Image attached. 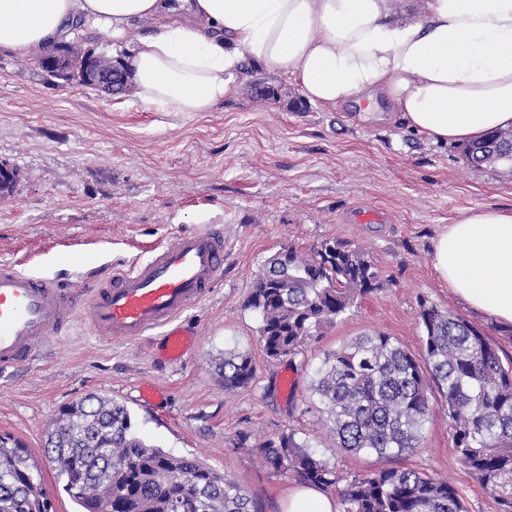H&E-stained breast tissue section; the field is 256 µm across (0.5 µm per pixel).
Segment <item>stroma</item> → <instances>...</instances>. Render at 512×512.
Masks as SVG:
<instances>
[{"mask_svg": "<svg viewBox=\"0 0 512 512\" xmlns=\"http://www.w3.org/2000/svg\"><path fill=\"white\" fill-rule=\"evenodd\" d=\"M298 85L248 68L240 94L210 112L143 109L133 91L101 93L51 78L36 59L0 55V166L16 173L0 201V260L35 258L49 275L69 273L66 242L107 271L132 264L144 247L212 225L224 234V282L189 309L195 345L180 363L160 356L158 336L105 341L75 321L48 348L0 373V435L22 440L38 461L52 512H77L44 456L61 408L97 394L124 405L137 431L177 456H194L244 489L258 512H288L298 478L277 472L238 436L295 432L350 476L390 467L448 479L466 512H499L464 468L439 392L421 448L400 458L339 451L308 385L325 352L366 332L424 357L422 304L492 328L503 363L512 339L440 281L430 262L438 233L460 212L512 208V167L474 166L455 144L409 130L383 100L368 111L302 102ZM384 220L361 224L359 211ZM340 239L367 249L382 291L363 299L293 357L269 359L247 300L259 270L281 249L311 252ZM245 352L255 378L228 390L215 370L227 352ZM150 384L166 394L144 403Z\"/></svg>", "mask_w": 512, "mask_h": 512, "instance_id": "1", "label": "stroma"}]
</instances>
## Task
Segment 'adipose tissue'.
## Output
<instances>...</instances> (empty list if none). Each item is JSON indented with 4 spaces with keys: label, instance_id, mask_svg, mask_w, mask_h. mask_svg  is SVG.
<instances>
[{
    "label": "adipose tissue",
    "instance_id": "ef3b65f1",
    "mask_svg": "<svg viewBox=\"0 0 512 512\" xmlns=\"http://www.w3.org/2000/svg\"><path fill=\"white\" fill-rule=\"evenodd\" d=\"M0 0V53L37 57L75 25L129 55L154 112H209L247 66L292 78L334 107L383 97L442 143L512 125V0ZM438 278L512 325V209L463 211L437 238Z\"/></svg>",
    "mask_w": 512,
    "mask_h": 512
}]
</instances>
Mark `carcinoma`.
I'll return each instance as SVG.
<instances>
[{
	"label": "carcinoma",
	"instance_id": "1",
	"mask_svg": "<svg viewBox=\"0 0 512 512\" xmlns=\"http://www.w3.org/2000/svg\"><path fill=\"white\" fill-rule=\"evenodd\" d=\"M467 162L512 163V127L461 146ZM288 265L268 260L248 308L259 317L267 357L298 354L357 301L383 289L368 252L326 241L311 254L288 249ZM424 364L396 340L372 332L326 355L309 400L322 407L336 448L400 457L420 447L433 414L432 390L443 397L460 462L483 489L512 512V363L504 365L489 334L467 319L421 305ZM218 370L224 387L251 384L246 353H229ZM63 490L79 512H258L235 482L196 457L147 444L127 408L91 395L66 407L44 442ZM252 450L277 471L337 493L341 512H465L447 480L407 468L345 478L295 433L256 441ZM49 502L40 468L26 445L0 435V512H43Z\"/></svg>",
	"mask_w": 512,
	"mask_h": 512
}]
</instances>
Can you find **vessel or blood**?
<instances>
[{"label":"vessel or blood","mask_w":512,"mask_h":512,"mask_svg":"<svg viewBox=\"0 0 512 512\" xmlns=\"http://www.w3.org/2000/svg\"><path fill=\"white\" fill-rule=\"evenodd\" d=\"M223 280L224 237L215 229L177 234L105 279L83 270L69 279L50 277L0 262V371L32 360L77 319L106 341L159 332L166 356L180 360L194 335L179 318Z\"/></svg>","instance_id":"1"}]
</instances>
